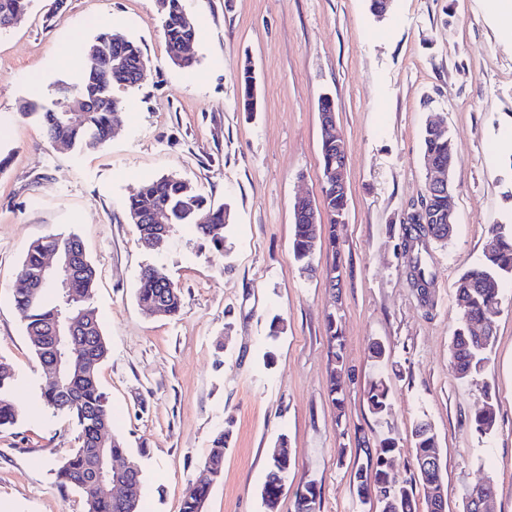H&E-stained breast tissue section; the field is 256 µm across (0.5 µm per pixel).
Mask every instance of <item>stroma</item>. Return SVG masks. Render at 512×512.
I'll use <instances>...</instances> for the list:
<instances>
[{"instance_id":"1","label":"stroma","mask_w":512,"mask_h":512,"mask_svg":"<svg viewBox=\"0 0 512 512\" xmlns=\"http://www.w3.org/2000/svg\"><path fill=\"white\" fill-rule=\"evenodd\" d=\"M197 36L196 63H170L157 0H31L25 19L0 30V361L14 373L17 423L0 429V512H82L61 486L59 461L78 445L69 418L41 397L43 375L13 296L35 240L77 235L98 278L92 299L109 343L100 386L126 456L141 468V512H180L215 434L231 427L224 469L203 512H270L267 464L286 445L291 469L275 511L295 512L315 485L316 512H373L354 474L358 437L399 446L389 475L415 471L413 424L437 434L446 512L462 488L492 479L488 512H512V282H505L496 339L484 371L460 378L450 357L455 291L475 266L488 229L512 222V35L491 0H183ZM142 48L147 77L114 86L111 139L92 149L52 143L38 116L78 73L57 60L82 56L100 32ZM251 66L258 108H243L240 74ZM330 96L347 154L348 215L335 245L314 255L315 274L290 256L297 196L322 200L319 102ZM444 123L455 145L458 223L430 241L428 303L407 279L402 218L425 190L423 133ZM177 175L229 210L224 249L190 224L166 248L138 242L126 204L148 180ZM342 265L338 291L324 279ZM155 267L182 291L174 317L145 314L140 274ZM339 311L343 409L328 393L325 331ZM277 338H270L271 322ZM382 342L384 361L369 345ZM384 377L392 414L382 428L366 404ZM491 395L495 426L472 419Z\"/></svg>"}]
</instances>
